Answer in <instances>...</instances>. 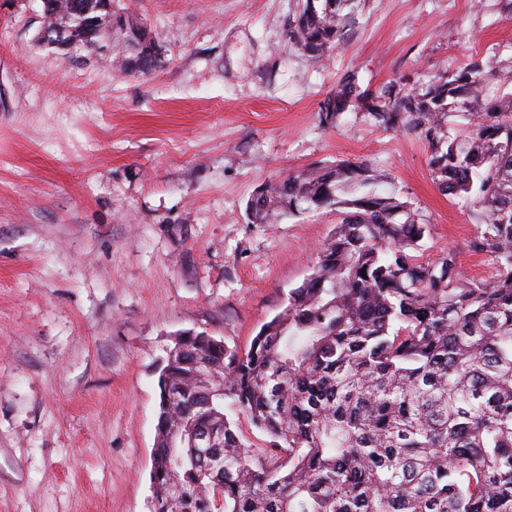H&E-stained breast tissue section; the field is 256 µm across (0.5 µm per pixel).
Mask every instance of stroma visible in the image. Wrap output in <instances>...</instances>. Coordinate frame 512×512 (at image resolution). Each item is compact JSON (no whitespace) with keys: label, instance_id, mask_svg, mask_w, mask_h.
I'll return each mask as SVG.
<instances>
[{"label":"stroma","instance_id":"35a3bbf8","mask_svg":"<svg viewBox=\"0 0 512 512\" xmlns=\"http://www.w3.org/2000/svg\"><path fill=\"white\" fill-rule=\"evenodd\" d=\"M156 35L152 74L114 46L45 45L40 0H0V512H150L158 377L172 338L245 352L331 239L335 212L252 224L261 184L368 160L486 279L479 226L414 134L319 122L344 76L417 86L512 62V0H360L331 59L289 38L300 0H114Z\"/></svg>","mask_w":512,"mask_h":512}]
</instances>
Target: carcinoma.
Masks as SVG:
<instances>
[{
    "instance_id": "obj_1",
    "label": "carcinoma",
    "mask_w": 512,
    "mask_h": 512,
    "mask_svg": "<svg viewBox=\"0 0 512 512\" xmlns=\"http://www.w3.org/2000/svg\"><path fill=\"white\" fill-rule=\"evenodd\" d=\"M100 3L54 0L43 25L71 29L87 50L122 35L121 74L160 68L147 28ZM353 4L302 0L293 43L330 55ZM491 78L512 85V66L478 57L412 89L360 90L347 75L319 117L334 128L360 109L378 128L418 136L437 188L476 210L471 247L496 274L466 278L452 248L423 259L430 221L403 192L374 189L364 161L262 184L246 203L252 224L329 207L340 222L247 352L188 332L166 358L151 512H512V93L484 102ZM230 410L264 447L245 445ZM178 426L224 447L171 448Z\"/></svg>"
}]
</instances>
